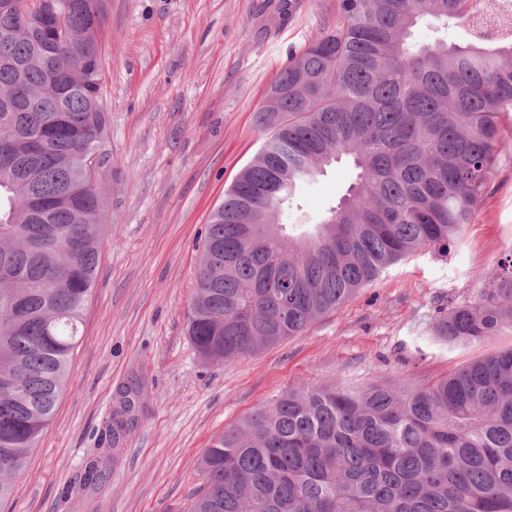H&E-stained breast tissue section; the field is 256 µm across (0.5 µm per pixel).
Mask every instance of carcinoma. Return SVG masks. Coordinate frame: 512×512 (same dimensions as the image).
<instances>
[{"mask_svg": "<svg viewBox=\"0 0 512 512\" xmlns=\"http://www.w3.org/2000/svg\"><path fill=\"white\" fill-rule=\"evenodd\" d=\"M512 0H337L256 114L266 135L206 225L187 335L229 363L300 334L411 254L472 223L512 112ZM64 25L0 19V503L64 392L106 219L88 163L109 139L100 0H55ZM492 13L501 35L484 32ZM428 20L441 35L414 39ZM467 23L476 39L448 42ZM343 157L321 215L299 200ZM477 305L433 336L467 347L512 329V254ZM141 377L112 408L117 458ZM191 512H512V348L430 384L291 389L203 450Z\"/></svg>", "mask_w": 512, "mask_h": 512, "instance_id": "carcinoma-1", "label": "carcinoma"}]
</instances>
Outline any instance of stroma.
<instances>
[{"mask_svg": "<svg viewBox=\"0 0 512 512\" xmlns=\"http://www.w3.org/2000/svg\"><path fill=\"white\" fill-rule=\"evenodd\" d=\"M103 99L97 153L106 224L80 341L54 418L0 512H190L204 448L279 393L325 382L431 383L512 347L505 329L480 344L435 342L438 309L478 302L512 254V113L491 183L462 244L411 255L278 345L228 364L204 362L186 335L203 235L225 190L264 139L256 112L300 50L336 22V0H101ZM347 162L303 197L323 211ZM143 378L139 425L118 459L116 391ZM97 462L107 480L85 483Z\"/></svg>", "mask_w": 512, "mask_h": 512, "instance_id": "35a3bbf8", "label": "stroma"}]
</instances>
